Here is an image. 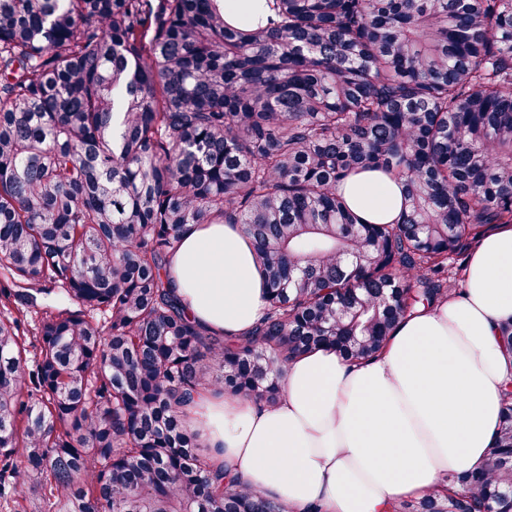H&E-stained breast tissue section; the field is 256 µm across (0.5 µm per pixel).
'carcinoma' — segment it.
Segmentation results:
<instances>
[{"mask_svg": "<svg viewBox=\"0 0 512 512\" xmlns=\"http://www.w3.org/2000/svg\"><path fill=\"white\" fill-rule=\"evenodd\" d=\"M403 182L391 224L336 191ZM240 224L268 308L236 342L166 259ZM512 224V0H0V479L52 512H288L228 489L183 409L271 403L276 358L380 351ZM55 294L33 341L12 300ZM486 463L391 512H512V389ZM24 449L14 459L16 449Z\"/></svg>", "mask_w": 512, "mask_h": 512, "instance_id": "cac0c4a2", "label": "carcinoma"}]
</instances>
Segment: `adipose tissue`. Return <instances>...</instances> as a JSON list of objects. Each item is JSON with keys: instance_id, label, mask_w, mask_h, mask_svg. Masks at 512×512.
I'll return each mask as SVG.
<instances>
[{"instance_id": "obj_1", "label": "adipose tissue", "mask_w": 512, "mask_h": 512, "mask_svg": "<svg viewBox=\"0 0 512 512\" xmlns=\"http://www.w3.org/2000/svg\"><path fill=\"white\" fill-rule=\"evenodd\" d=\"M338 190L366 224L392 223L404 208L403 183L375 169ZM168 274L208 333L243 337L267 307L240 225H189ZM510 320L512 225L497 224L472 244L462 290L399 321L377 354L350 362L317 348L282 362L276 402L208 391L185 414L227 482L290 512H387L484 465L512 384L501 340Z\"/></svg>"}]
</instances>
